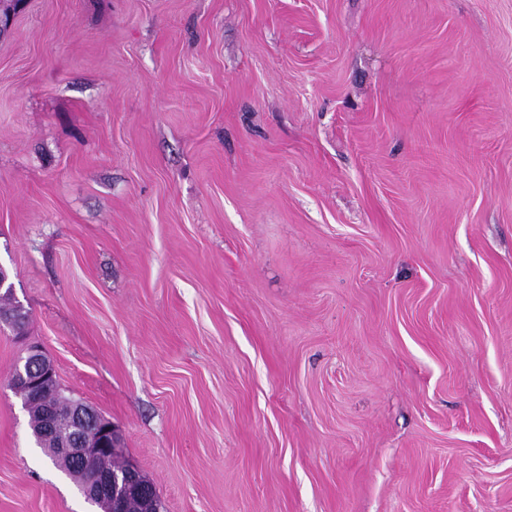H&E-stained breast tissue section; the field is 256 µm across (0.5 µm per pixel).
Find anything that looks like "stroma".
<instances>
[{
	"instance_id": "35a3bbf8",
	"label": "stroma",
	"mask_w": 512,
	"mask_h": 512,
	"mask_svg": "<svg viewBox=\"0 0 512 512\" xmlns=\"http://www.w3.org/2000/svg\"><path fill=\"white\" fill-rule=\"evenodd\" d=\"M0 267V512L32 342L163 512H512V0H25Z\"/></svg>"
}]
</instances>
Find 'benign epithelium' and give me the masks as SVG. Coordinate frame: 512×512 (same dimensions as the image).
<instances>
[{"mask_svg": "<svg viewBox=\"0 0 512 512\" xmlns=\"http://www.w3.org/2000/svg\"><path fill=\"white\" fill-rule=\"evenodd\" d=\"M29 370L18 371L12 378V386L23 388L39 396L44 387L55 380V371L42 351L32 346L27 351ZM68 417L72 432L63 439L57 452L76 466L86 463L101 454H112L121 449L119 429L93 407L81 400H74L69 406ZM123 489L126 494L140 495L143 485L139 482L138 469L127 464L121 474L112 477H93L86 484V493L94 498L102 512H114L115 500L112 491Z\"/></svg>", "mask_w": 512, "mask_h": 512, "instance_id": "obj_1", "label": "benign epithelium"}]
</instances>
